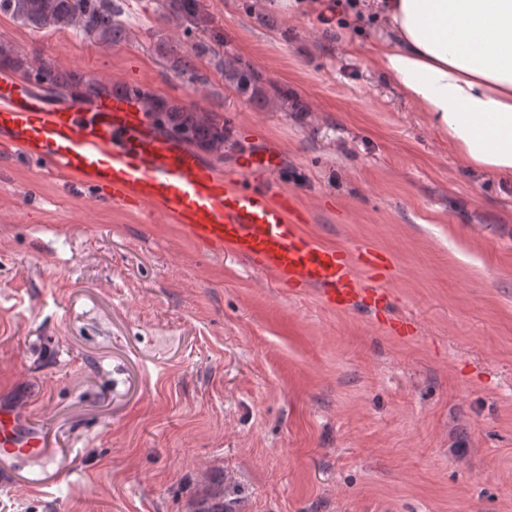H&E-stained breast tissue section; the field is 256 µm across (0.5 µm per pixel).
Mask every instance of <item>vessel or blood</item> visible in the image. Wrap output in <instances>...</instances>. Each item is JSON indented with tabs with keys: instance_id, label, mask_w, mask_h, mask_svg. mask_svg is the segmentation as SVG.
<instances>
[{
	"instance_id": "1",
	"label": "vessel or blood",
	"mask_w": 512,
	"mask_h": 512,
	"mask_svg": "<svg viewBox=\"0 0 512 512\" xmlns=\"http://www.w3.org/2000/svg\"><path fill=\"white\" fill-rule=\"evenodd\" d=\"M0 132L22 152L45 158L52 171L92 180L115 201L164 214L201 249L243 258L286 286L321 288L330 308L377 307L388 298L363 279L383 266L373 249L345 252L302 231L295 198L264 177L278 164L273 153L242 155L228 178L192 150L154 135L131 104L49 107L15 83L0 87ZM47 455L45 440L0 406V460Z\"/></svg>"
}]
</instances>
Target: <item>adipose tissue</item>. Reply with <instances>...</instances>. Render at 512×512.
Instances as JSON below:
<instances>
[{
  "label": "adipose tissue",
  "mask_w": 512,
  "mask_h": 512,
  "mask_svg": "<svg viewBox=\"0 0 512 512\" xmlns=\"http://www.w3.org/2000/svg\"><path fill=\"white\" fill-rule=\"evenodd\" d=\"M373 65L472 167L512 179V0H369Z\"/></svg>",
  "instance_id": "1"
}]
</instances>
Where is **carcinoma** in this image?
Listing matches in <instances>:
<instances>
[{"instance_id": "cac0c4a2", "label": "carcinoma", "mask_w": 512, "mask_h": 512, "mask_svg": "<svg viewBox=\"0 0 512 512\" xmlns=\"http://www.w3.org/2000/svg\"><path fill=\"white\" fill-rule=\"evenodd\" d=\"M158 9L162 18L173 22L186 36L196 31L208 35V40L192 44L187 55L181 54L179 45L170 47L178 55L180 74L196 75L193 59L210 55L224 71V80L248 100L266 103L274 99L284 106L291 105L296 112L306 111L288 89L267 84L263 73L252 64L237 57H220L217 48L224 46V30L214 24L200 0H160ZM0 13L37 27L100 30L114 41L126 36L114 0H0ZM1 69L21 74L38 91L49 87L55 100L69 97L93 102L116 91L123 98L141 103L145 116L161 135L200 147L221 158L230 141L228 121L217 113L180 105L141 85L115 87L96 79L85 80L62 73L50 63L31 59L12 47L0 46ZM196 512H228L224 508V496L219 492L207 495Z\"/></svg>"}]
</instances>
